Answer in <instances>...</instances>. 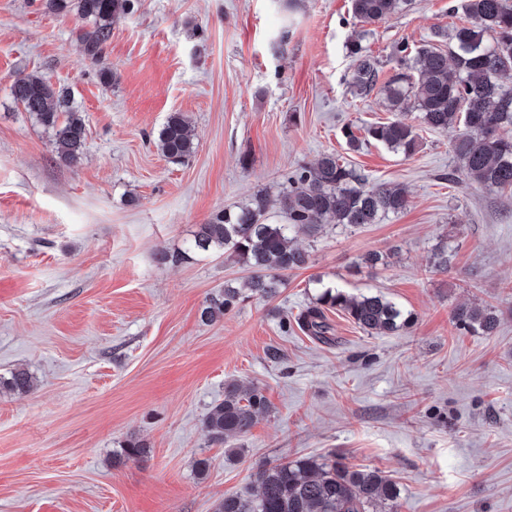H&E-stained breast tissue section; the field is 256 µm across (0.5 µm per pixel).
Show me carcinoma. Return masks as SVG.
I'll return each mask as SVG.
<instances>
[{
	"label": "carcinoma",
	"mask_w": 512,
	"mask_h": 512,
	"mask_svg": "<svg viewBox=\"0 0 512 512\" xmlns=\"http://www.w3.org/2000/svg\"><path fill=\"white\" fill-rule=\"evenodd\" d=\"M412 4L413 0H350V12L357 23L372 25ZM43 5L49 12H73L93 24L80 31L79 40L85 55L100 64L113 20L132 11L134 0H43ZM464 8L471 24L434 29L433 38L448 49L434 44L414 51L405 43L395 46L396 66L383 82L379 60L368 45L371 30L361 29L346 45L351 58L349 85L359 98L379 92L390 112L415 109L419 124L428 128H456L451 150L457 166L451 176L460 175L487 191L512 190V84L504 81L512 71V0H465ZM11 96L51 132L61 162L80 163L87 129L68 88H55L32 73L13 83ZM364 138L405 156L417 145L416 126L401 119L364 128ZM156 146L175 163L195 153L197 143L184 113H169ZM278 201L284 223L269 221V195L258 193L247 204L218 211L198 225L187 250L157 256L159 263L174 265L188 260L191 252L222 250L252 269L239 286L227 285L224 292L204 301L201 322L224 319L245 298L274 297L284 273L307 264V253L293 244L296 235L315 233L328 218L350 227L378 224L409 205L402 187L370 184L332 152L284 174ZM327 310L342 313L371 335L395 334L412 323V313L383 294L355 297L327 288L303 315L306 331L326 341L331 340ZM452 322L473 335L488 336L497 318L488 307L459 306L452 312ZM32 385V376L24 369L0 377V390L26 393ZM267 408L259 388L231 381L224 386V401L210 409L203 426L212 441L225 444L247 434ZM256 483L255 493L227 496L217 512H395L400 496L397 484L377 469H352L339 459L311 456L265 465L257 471Z\"/></svg>",
	"instance_id": "obj_1"
}]
</instances>
